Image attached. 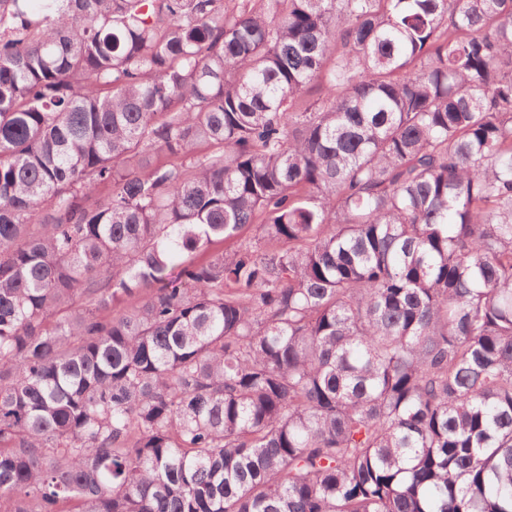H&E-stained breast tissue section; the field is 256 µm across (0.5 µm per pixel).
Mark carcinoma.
Masks as SVG:
<instances>
[{"mask_svg": "<svg viewBox=\"0 0 512 512\" xmlns=\"http://www.w3.org/2000/svg\"><path fill=\"white\" fill-rule=\"evenodd\" d=\"M0 512H512V0H0Z\"/></svg>", "mask_w": 512, "mask_h": 512, "instance_id": "obj_1", "label": "carcinoma"}]
</instances>
